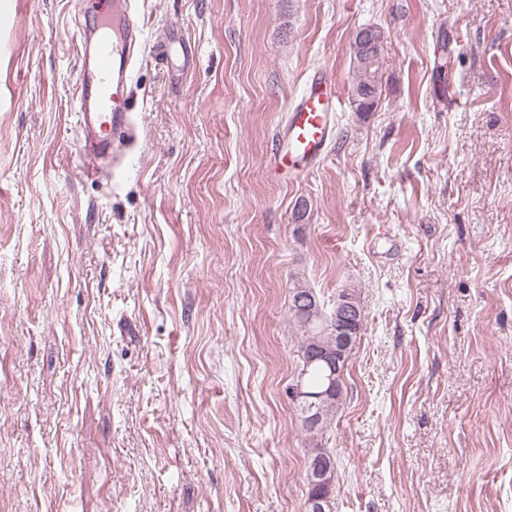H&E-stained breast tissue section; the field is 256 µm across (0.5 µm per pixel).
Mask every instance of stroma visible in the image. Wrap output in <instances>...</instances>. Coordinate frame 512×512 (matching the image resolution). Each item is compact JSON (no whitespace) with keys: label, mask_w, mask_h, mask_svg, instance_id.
<instances>
[{"label":"stroma","mask_w":512,"mask_h":512,"mask_svg":"<svg viewBox=\"0 0 512 512\" xmlns=\"http://www.w3.org/2000/svg\"><path fill=\"white\" fill-rule=\"evenodd\" d=\"M119 167L83 176L73 0H0V512H512V0H133ZM386 34L373 111L356 32ZM306 176L269 168L316 71ZM307 203L295 221L298 203ZM362 327L306 431L293 278ZM189 55L192 58L194 56L191 45L187 44L183 37L176 40L169 32V35L155 46L152 58L157 63L170 69L181 59L185 62ZM318 460H320L322 462H326V463H331L332 468H331V464H328L327 466H325V465L321 466L319 463H316L310 469L309 474H310L311 484L307 480L308 497L313 492V488L311 487V485L328 482L329 481L328 475L330 473V470H331V474L329 477L332 478V472L335 469L333 457L329 452H327V450H325L323 448H315L314 452L310 456L309 466Z\"/></svg>","instance_id":"stroma-1"}]
</instances>
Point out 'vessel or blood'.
Returning <instances> with one entry per match:
<instances>
[{
	"instance_id": "obj_1",
	"label": "vessel or blood",
	"mask_w": 512,
	"mask_h": 512,
	"mask_svg": "<svg viewBox=\"0 0 512 512\" xmlns=\"http://www.w3.org/2000/svg\"><path fill=\"white\" fill-rule=\"evenodd\" d=\"M93 23L95 43L79 39L81 79L75 90L76 118L86 175L101 173V160L113 148V136L129 126V79L137 29L130 18L129 0H83ZM184 40L166 37L153 51L165 67L188 59ZM336 85L326 73L314 74L293 106L280 133L269 167L276 173L306 174L325 151L330 123L336 110Z\"/></svg>"
}]
</instances>
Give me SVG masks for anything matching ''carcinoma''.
Here are the masks:
<instances>
[{
	"label": "carcinoma",
	"mask_w": 512,
	"mask_h": 512,
	"mask_svg": "<svg viewBox=\"0 0 512 512\" xmlns=\"http://www.w3.org/2000/svg\"><path fill=\"white\" fill-rule=\"evenodd\" d=\"M385 42V34L381 28L368 26L360 29L354 38L353 55L356 69V79L352 86V94L357 102V111L370 112L376 107L380 99L381 85L379 83V71L381 69V51ZM346 300L351 310V316L340 317L333 311L321 317H313L304 310L303 306L291 300L289 312L291 319L302 330L299 337L298 350L304 351V356L318 354L322 346H331L336 343V337L348 336L350 342L339 359L336 368H331L323 360H316L300 369L297 381L301 382L303 391L308 395H317L323 392L331 374H336L338 382H343L345 365L354 344L360 337L362 314L359 300L356 295L348 290L339 293L336 300ZM340 395L314 400V409H309L306 402H301L302 410L313 411L316 419L312 422H304L307 431L312 432L324 423L328 412L336 407Z\"/></svg>",
	"instance_id": "carcinoma-1"
}]
</instances>
